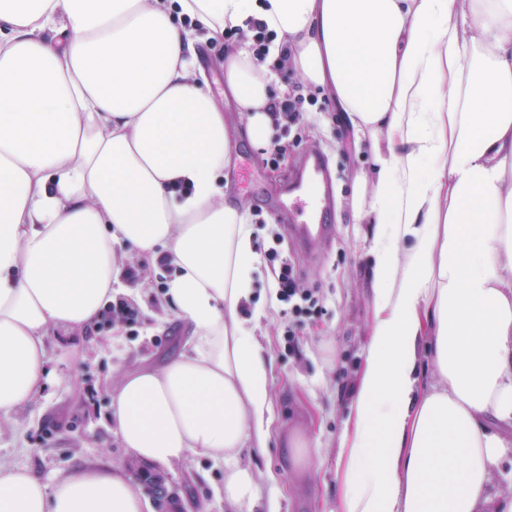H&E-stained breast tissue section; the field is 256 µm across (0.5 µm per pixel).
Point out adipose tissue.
<instances>
[{
  "label": "adipose tissue",
  "instance_id": "adipose-tissue-1",
  "mask_svg": "<svg viewBox=\"0 0 512 512\" xmlns=\"http://www.w3.org/2000/svg\"><path fill=\"white\" fill-rule=\"evenodd\" d=\"M252 17L373 155L353 214L385 255L336 512H512L493 491L512 447V0H0V432L56 382L50 333L92 326L146 255L191 335L124 374L112 430L138 460L228 461L224 497L253 512L233 463L266 438L267 366L238 316L253 228L224 199L230 132L195 50ZM224 78L267 144L264 67L235 45ZM145 507L120 467L49 489L0 462V512Z\"/></svg>",
  "mask_w": 512,
  "mask_h": 512
}]
</instances>
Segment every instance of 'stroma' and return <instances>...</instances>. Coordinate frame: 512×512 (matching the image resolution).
Returning <instances> with one entry per match:
<instances>
[{"label": "stroma", "instance_id": "1", "mask_svg": "<svg viewBox=\"0 0 512 512\" xmlns=\"http://www.w3.org/2000/svg\"><path fill=\"white\" fill-rule=\"evenodd\" d=\"M217 37L198 50L210 91L224 110L232 134V156L224 169V197L255 214L260 196L278 187L292 169L295 133L325 151L337 178L336 232L313 262L303 259L274 218L255 225L256 252L252 296L239 317L258 340L268 367L265 447L243 449L240 466L255 478V512H333L340 493V441L352 412L363 370L365 342L374 312L372 268L381 255L367 225L354 223L355 179L371 166L369 148L355 145L352 128L329 90L304 85L285 63L270 61L276 99L288 93L303 98L298 126L275 129L273 142L286 146L278 166L267 159L269 146L252 145L247 116L224 85V51L230 42ZM294 262L301 283L320 291L321 313L303 316V334L295 348L284 338L283 305L276 297L269 249ZM140 276L123 281L119 299L137 312L134 323L114 324L102 314L85 332L52 331L49 350L58 379L37 401L14 414L12 429L0 434V461L28 469L46 486L81 463L108 462L129 468L108 420L112 390L122 375L157 367L176 354L188 331L160 303L164 271L147 259H133ZM296 431L307 433L318 455L309 470L294 468L283 444ZM224 463L192 453L165 472L183 500L196 512H234L224 499Z\"/></svg>", "mask_w": 512, "mask_h": 512}]
</instances>
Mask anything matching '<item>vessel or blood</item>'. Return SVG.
<instances>
[{"label":"vessel or blood","mask_w":512,"mask_h":512,"mask_svg":"<svg viewBox=\"0 0 512 512\" xmlns=\"http://www.w3.org/2000/svg\"><path fill=\"white\" fill-rule=\"evenodd\" d=\"M264 204L306 255H318L335 232L336 182L324 151L315 145L301 148L287 182Z\"/></svg>","instance_id":"vessel-or-blood-1"}]
</instances>
